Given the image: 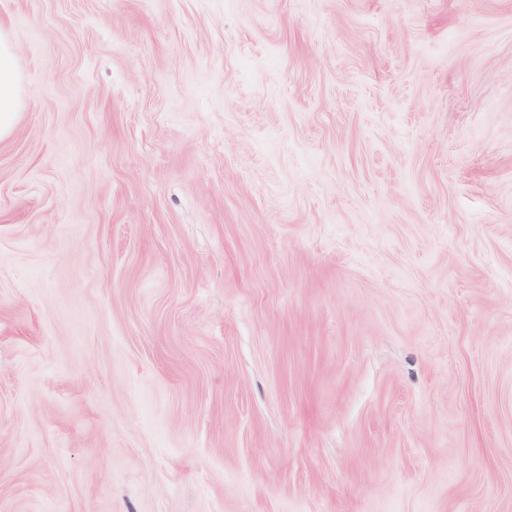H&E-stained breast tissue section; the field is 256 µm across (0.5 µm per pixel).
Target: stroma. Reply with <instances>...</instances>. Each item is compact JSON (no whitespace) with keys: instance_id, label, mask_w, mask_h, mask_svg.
I'll use <instances>...</instances> for the list:
<instances>
[{"instance_id":"1","label":"stroma","mask_w":512,"mask_h":512,"mask_svg":"<svg viewBox=\"0 0 512 512\" xmlns=\"http://www.w3.org/2000/svg\"><path fill=\"white\" fill-rule=\"evenodd\" d=\"M0 31V512H512V0ZM20 105V76L15 50L0 31V138L14 128Z\"/></svg>"}]
</instances>
